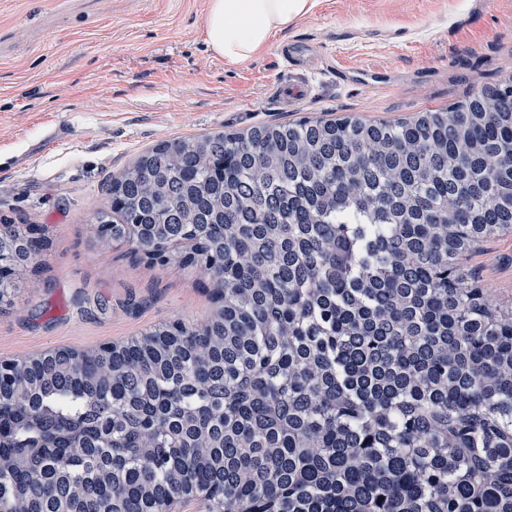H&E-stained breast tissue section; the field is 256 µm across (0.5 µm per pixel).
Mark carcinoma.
I'll use <instances>...</instances> for the list:
<instances>
[{"instance_id":"obj_1","label":"carcinoma","mask_w":512,"mask_h":512,"mask_svg":"<svg viewBox=\"0 0 512 512\" xmlns=\"http://www.w3.org/2000/svg\"><path fill=\"white\" fill-rule=\"evenodd\" d=\"M112 182L156 254L207 266L224 317L0 382L11 512H512V312L457 256L512 224V99L412 121L303 117L169 141ZM12 271L47 241L6 224Z\"/></svg>"}]
</instances>
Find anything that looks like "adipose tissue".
<instances>
[{"label": "adipose tissue", "mask_w": 512, "mask_h": 512, "mask_svg": "<svg viewBox=\"0 0 512 512\" xmlns=\"http://www.w3.org/2000/svg\"><path fill=\"white\" fill-rule=\"evenodd\" d=\"M318 0H208L206 43L225 64L247 62L271 37L309 15Z\"/></svg>", "instance_id": "ef3b65f1"}]
</instances>
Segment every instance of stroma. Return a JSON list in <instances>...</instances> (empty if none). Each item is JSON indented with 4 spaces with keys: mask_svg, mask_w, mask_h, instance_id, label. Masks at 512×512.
I'll list each match as a JSON object with an SVG mask.
<instances>
[{
    "mask_svg": "<svg viewBox=\"0 0 512 512\" xmlns=\"http://www.w3.org/2000/svg\"><path fill=\"white\" fill-rule=\"evenodd\" d=\"M207 0H0V219L35 224L50 248L0 309V358L91 350L218 307L195 267L102 244L109 187L147 149L306 116L415 119L512 78V0H319L258 58L227 65L206 44ZM313 46L310 92L271 89ZM512 310V229L457 259Z\"/></svg>",
    "mask_w": 512,
    "mask_h": 512,
    "instance_id": "obj_1",
    "label": "stroma"
}]
</instances>
